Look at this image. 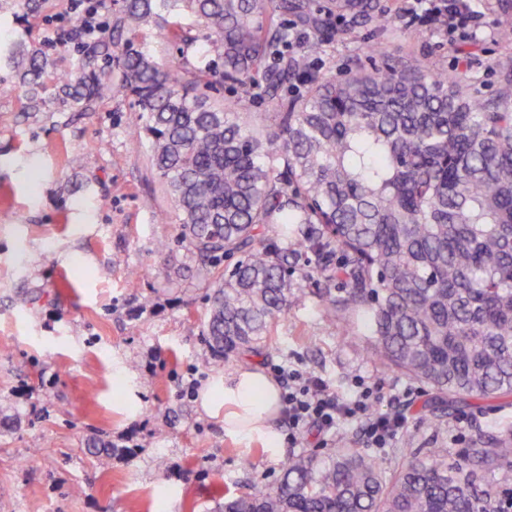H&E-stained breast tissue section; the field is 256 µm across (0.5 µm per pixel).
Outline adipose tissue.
I'll return each mask as SVG.
<instances>
[{"label": "adipose tissue", "mask_w": 512, "mask_h": 512, "mask_svg": "<svg viewBox=\"0 0 512 512\" xmlns=\"http://www.w3.org/2000/svg\"><path fill=\"white\" fill-rule=\"evenodd\" d=\"M204 406L224 411V435L239 442H261L271 460H278L285 438L276 428L279 389L261 366L241 365L225 373L217 392Z\"/></svg>", "instance_id": "adipose-tissue-1"}]
</instances>
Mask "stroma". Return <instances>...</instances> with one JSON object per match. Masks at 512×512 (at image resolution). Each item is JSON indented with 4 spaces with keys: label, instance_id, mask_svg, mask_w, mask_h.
<instances>
[{
    "label": "stroma",
    "instance_id": "1",
    "mask_svg": "<svg viewBox=\"0 0 512 512\" xmlns=\"http://www.w3.org/2000/svg\"><path fill=\"white\" fill-rule=\"evenodd\" d=\"M387 3L386 31L332 38L313 66L342 72L381 40L390 54L412 50L464 73L474 96L493 95L500 66L512 64L498 14L484 10L477 37L463 38L410 22L407 0ZM73 16V0H44L25 19L0 12V397L11 400L0 426V512H212L225 493L274 488L282 464L260 444L225 438L223 412L201 404L224 375L202 337L209 282L179 237L131 98H107L92 112L23 109L12 70L18 43L70 68L83 48L54 39L49 22ZM76 153L83 161L74 166ZM293 283L311 296L277 323L273 352L231 366L254 362L273 375L288 362L341 394L369 389L372 413L404 421L393 448L438 442L459 454L478 433L512 428L510 406L465 410L436 426L418 419L428 390L365 358L323 315L315 281ZM119 363L131 384L113 376ZM276 427L293 433L287 412ZM296 436L286 456L368 449L356 423ZM93 441L115 446L107 465L88 454Z\"/></svg>",
    "mask_w": 512,
    "mask_h": 512
}]
</instances>
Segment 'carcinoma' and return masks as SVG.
Instances as JSON below:
<instances>
[{
  "mask_svg": "<svg viewBox=\"0 0 512 512\" xmlns=\"http://www.w3.org/2000/svg\"><path fill=\"white\" fill-rule=\"evenodd\" d=\"M488 6L511 44L512 0ZM386 12L381 0H122L110 41L75 72L35 47L13 68L28 112L132 96L198 269L243 255L209 294L215 361L271 340L307 296L289 261L307 249L324 315L382 368L429 388L418 414L437 425L462 405L512 401V65L477 99L439 62L392 58L382 41L370 65L340 76L311 73L308 55L290 51L295 33L315 53L335 34L384 30ZM154 29L176 56L147 50ZM200 40L213 60L197 64ZM296 79L305 93L282 95ZM226 82L264 87L277 111L258 124L249 97L213 101ZM508 494L512 429L478 434L459 456L402 448L388 469L355 448L299 454L274 490L228 495L215 512H506Z\"/></svg>",
  "mask_w": 512,
  "mask_h": 512,
  "instance_id": "carcinoma-1",
  "label": "carcinoma"
}]
</instances>
